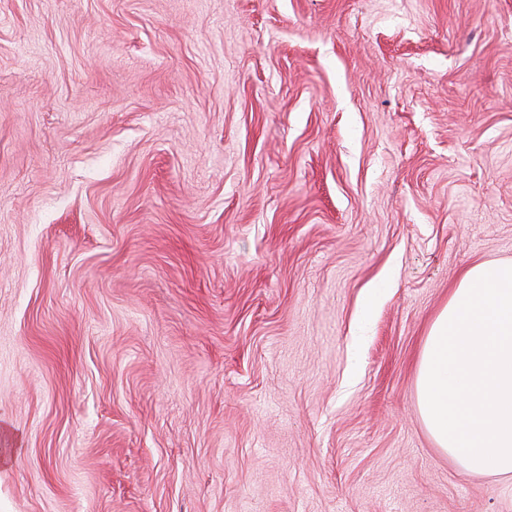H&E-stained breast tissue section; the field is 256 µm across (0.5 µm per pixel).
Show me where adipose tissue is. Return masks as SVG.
I'll return each mask as SVG.
<instances>
[{
    "label": "adipose tissue",
    "instance_id": "1",
    "mask_svg": "<svg viewBox=\"0 0 512 512\" xmlns=\"http://www.w3.org/2000/svg\"><path fill=\"white\" fill-rule=\"evenodd\" d=\"M416 392L439 448L469 472L512 476V261L464 271L425 335Z\"/></svg>",
    "mask_w": 512,
    "mask_h": 512
}]
</instances>
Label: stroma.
Segmentation results:
<instances>
[{"label":"stroma","instance_id":"obj_1","mask_svg":"<svg viewBox=\"0 0 512 512\" xmlns=\"http://www.w3.org/2000/svg\"><path fill=\"white\" fill-rule=\"evenodd\" d=\"M512 260V0H0V512H512L422 341Z\"/></svg>","mask_w":512,"mask_h":512}]
</instances>
